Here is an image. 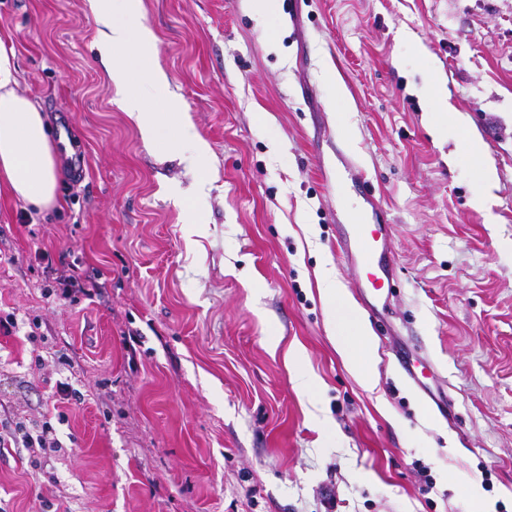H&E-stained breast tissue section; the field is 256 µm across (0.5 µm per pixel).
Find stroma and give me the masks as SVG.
I'll return each instance as SVG.
<instances>
[{"label":"stroma","instance_id":"stroma-1","mask_svg":"<svg viewBox=\"0 0 512 512\" xmlns=\"http://www.w3.org/2000/svg\"><path fill=\"white\" fill-rule=\"evenodd\" d=\"M280 3L265 26L249 0H142L210 148L201 182L125 112L88 0H0L21 90L73 126L54 142L60 208L0 191V318L17 321L0 421L60 442L0 447V512H512V0ZM434 71L467 120L444 142L422 95ZM472 131L497 171L487 213ZM375 222L395 287L367 386L315 271L330 262L356 301L363 270L338 242ZM50 263L94 297L62 298ZM402 356L433 363L423 386Z\"/></svg>","mask_w":512,"mask_h":512}]
</instances>
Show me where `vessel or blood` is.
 Returning a JSON list of instances; mask_svg holds the SVG:
<instances>
[{
	"label": "vessel or blood",
	"instance_id": "1",
	"mask_svg": "<svg viewBox=\"0 0 512 512\" xmlns=\"http://www.w3.org/2000/svg\"><path fill=\"white\" fill-rule=\"evenodd\" d=\"M386 232L387 227L383 224H353L340 241L343 253L359 254L365 270L362 286L375 298L393 288L391 251L379 246V240Z\"/></svg>",
	"mask_w": 512,
	"mask_h": 512
}]
</instances>
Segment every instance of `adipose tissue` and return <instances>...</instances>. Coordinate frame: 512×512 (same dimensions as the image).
<instances>
[{"instance_id":"adipose-tissue-1","label":"adipose tissue","mask_w":512,"mask_h":512,"mask_svg":"<svg viewBox=\"0 0 512 512\" xmlns=\"http://www.w3.org/2000/svg\"><path fill=\"white\" fill-rule=\"evenodd\" d=\"M96 21L100 61L116 87L125 89L124 109L147 142L167 140L184 151L199 179L208 176L206 142L178 102L169 97L153 31L140 21V0H88ZM13 56L0 48V177L11 192L37 209L56 205V152L46 117L17 89ZM320 292L340 321L336 348L361 377H368L367 329L346 298L333 266L317 271Z\"/></svg>"}]
</instances>
